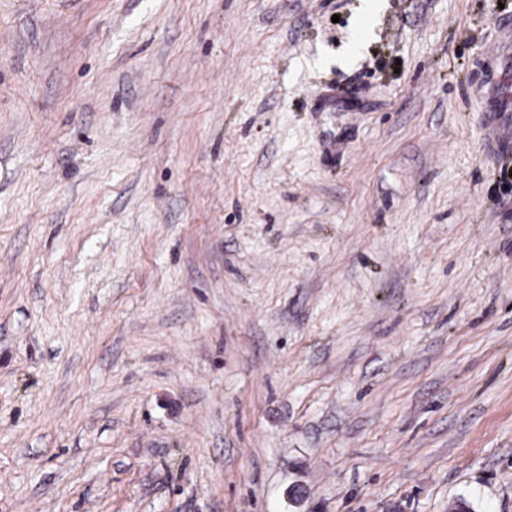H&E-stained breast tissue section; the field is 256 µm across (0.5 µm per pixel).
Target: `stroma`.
Masks as SVG:
<instances>
[{
  "instance_id": "1",
  "label": "stroma",
  "mask_w": 512,
  "mask_h": 512,
  "mask_svg": "<svg viewBox=\"0 0 512 512\" xmlns=\"http://www.w3.org/2000/svg\"><path fill=\"white\" fill-rule=\"evenodd\" d=\"M0 0V512H512V0ZM504 82H507L508 92H504L502 89V98L507 101V107L502 104V98L500 94V90L498 89L496 95L489 100V102L484 106L486 112H496V115L499 117V133L502 138L510 140L512 134V118L510 119L509 112H512V97L510 94V84H511V76L510 73L503 75L500 80V84L505 85Z\"/></svg>"
}]
</instances>
